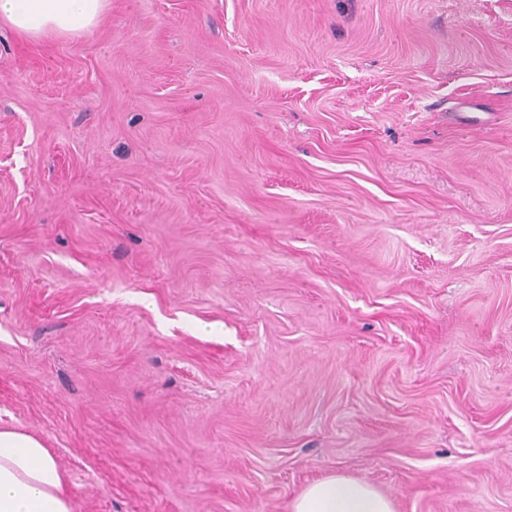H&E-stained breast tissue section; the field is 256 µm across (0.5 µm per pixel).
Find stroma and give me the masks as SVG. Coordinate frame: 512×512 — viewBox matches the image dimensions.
Masks as SVG:
<instances>
[{
  "mask_svg": "<svg viewBox=\"0 0 512 512\" xmlns=\"http://www.w3.org/2000/svg\"><path fill=\"white\" fill-rule=\"evenodd\" d=\"M0 421L76 512H512V0L1 27ZM290 512H396V507L375 485L336 472L308 485Z\"/></svg>",
  "mask_w": 512,
  "mask_h": 512,
  "instance_id": "obj_1",
  "label": "stroma"
}]
</instances>
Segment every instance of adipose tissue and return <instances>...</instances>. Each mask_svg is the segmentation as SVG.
<instances>
[{"instance_id":"adipose-tissue-1","label":"adipose tissue","mask_w":512,"mask_h":512,"mask_svg":"<svg viewBox=\"0 0 512 512\" xmlns=\"http://www.w3.org/2000/svg\"><path fill=\"white\" fill-rule=\"evenodd\" d=\"M109 0H0V23L26 41L67 39L94 29ZM70 478L37 435L0 425V512H74ZM290 512H396L373 484L336 472L308 485Z\"/></svg>"}]
</instances>
